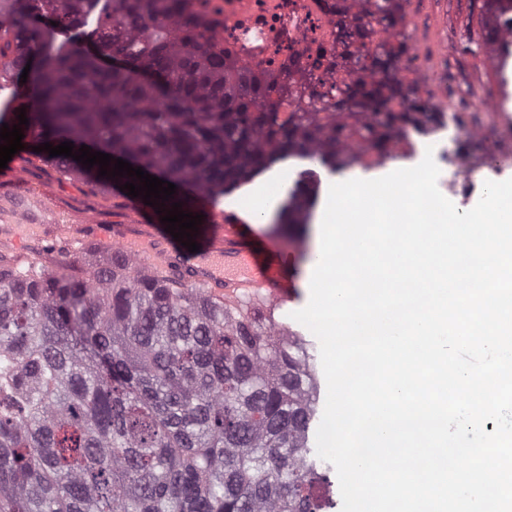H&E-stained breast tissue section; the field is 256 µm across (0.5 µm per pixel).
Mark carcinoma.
I'll return each mask as SVG.
<instances>
[{
	"instance_id": "1",
	"label": "carcinoma",
	"mask_w": 512,
	"mask_h": 512,
	"mask_svg": "<svg viewBox=\"0 0 512 512\" xmlns=\"http://www.w3.org/2000/svg\"><path fill=\"white\" fill-rule=\"evenodd\" d=\"M184 0H0V79L25 67L34 110L24 149L83 145L176 187L222 195L290 155L331 170L352 163L346 126L322 123L292 78L216 53ZM398 22L401 0H366ZM480 37L512 35V0H481ZM56 25H51V22ZM342 51L312 69L359 62L372 31L337 5ZM406 43L379 46L372 81L338 85L333 106L373 112L375 146L414 123L399 112ZM103 190L124 181L37 153ZM306 174L278 206L274 232L306 224ZM78 276L0 260V512H323L327 472L311 458L314 364L306 343L260 312L227 306L118 253Z\"/></svg>"
}]
</instances>
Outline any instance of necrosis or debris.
<instances>
[{"instance_id": "1", "label": "necrosis or debris", "mask_w": 512, "mask_h": 512, "mask_svg": "<svg viewBox=\"0 0 512 512\" xmlns=\"http://www.w3.org/2000/svg\"><path fill=\"white\" fill-rule=\"evenodd\" d=\"M193 16L204 19L216 44L240 65L279 72L291 62L309 64L329 56L336 36L334 0H189ZM349 18L375 32L373 45L407 39L409 51L397 77L405 100L421 97L429 112L423 122L392 138L383 149L357 136L372 124V115L355 112L344 122L355 134L347 141L349 155L372 169L402 161L417 165L425 150H432L440 169L438 188L443 195L465 200L482 195L477 173L512 157V125L501 119L512 104L489 85L481 71H470L465 83L448 76V62L460 45L449 38L448 0H407L396 27L386 28L365 11L364 0H345ZM457 138L449 148V138Z\"/></svg>"}]
</instances>
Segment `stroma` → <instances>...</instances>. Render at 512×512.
I'll list each match as a JSON object with an SVG mask.
<instances>
[{
	"label": "stroma",
	"instance_id": "1",
	"mask_svg": "<svg viewBox=\"0 0 512 512\" xmlns=\"http://www.w3.org/2000/svg\"><path fill=\"white\" fill-rule=\"evenodd\" d=\"M461 18L458 29L462 48L448 65V72L464 80L471 65H480L490 82H497L488 59L491 50L477 41V31L465 20L473 11L471 0H456ZM22 177L12 181L0 168V258L7 261L37 262L47 268L58 263L80 264L85 254L101 252L103 239L111 237L116 224L135 223L136 217L123 191H100L97 187L71 179L56 166L19 152L11 160ZM23 215L29 229L25 245L16 248L3 229Z\"/></svg>",
	"mask_w": 512,
	"mask_h": 512
}]
</instances>
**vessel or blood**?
<instances>
[{"instance_id":"b4317fda","label":"vessel or blood","mask_w":512,"mask_h":512,"mask_svg":"<svg viewBox=\"0 0 512 512\" xmlns=\"http://www.w3.org/2000/svg\"><path fill=\"white\" fill-rule=\"evenodd\" d=\"M199 200L207 230L198 252H189L167 232L149 224H117L108 245L131 260L150 257L153 265L182 283L205 288L228 305H244L271 316L298 306L304 274L276 237L259 230L246 214L220 211L215 197Z\"/></svg>"}]
</instances>
